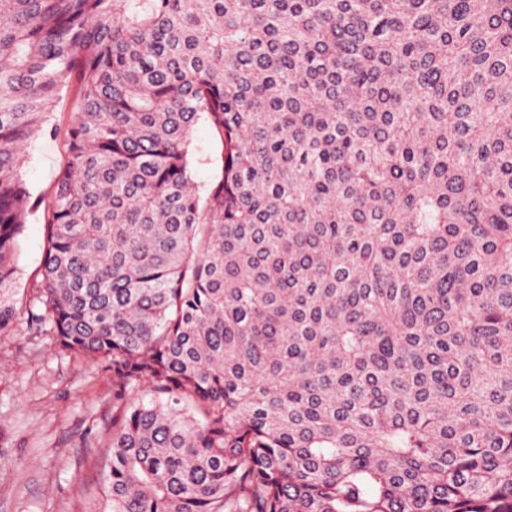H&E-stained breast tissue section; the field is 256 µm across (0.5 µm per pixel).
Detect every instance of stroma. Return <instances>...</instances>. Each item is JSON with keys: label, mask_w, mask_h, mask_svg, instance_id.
<instances>
[{"label": "stroma", "mask_w": 512, "mask_h": 512, "mask_svg": "<svg viewBox=\"0 0 512 512\" xmlns=\"http://www.w3.org/2000/svg\"><path fill=\"white\" fill-rule=\"evenodd\" d=\"M72 108V93H63L50 115L54 133L27 149L23 178L45 202L67 162L63 133ZM191 146L194 181L205 187L219 180L222 145L206 120L194 126ZM18 242L17 286L26 295L40 279L42 214L29 217ZM17 309L13 329L0 336V512H98L112 373L105 359L61 352L35 320L41 305L26 301Z\"/></svg>", "instance_id": "obj_1"}]
</instances>
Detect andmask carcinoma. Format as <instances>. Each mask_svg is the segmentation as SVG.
Returning <instances> with one entry per match:
<instances>
[{
  "label": "carcinoma",
  "mask_w": 512,
  "mask_h": 512,
  "mask_svg": "<svg viewBox=\"0 0 512 512\" xmlns=\"http://www.w3.org/2000/svg\"><path fill=\"white\" fill-rule=\"evenodd\" d=\"M72 86L33 299L103 512H512V0H0V335ZM191 147L194 152V181L204 188L219 180L222 168V145L204 118H201L193 128Z\"/></svg>",
  "instance_id": "cac0c4a2"
}]
</instances>
